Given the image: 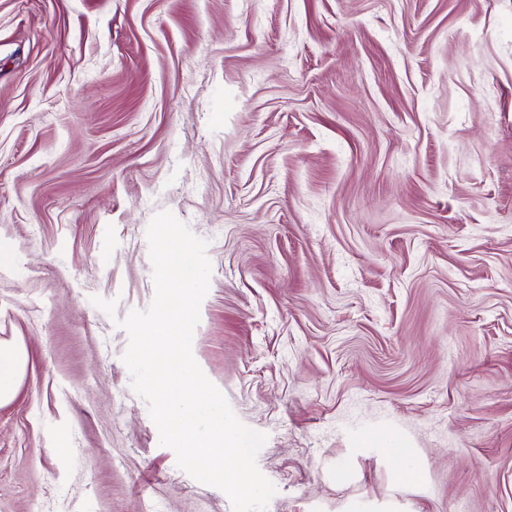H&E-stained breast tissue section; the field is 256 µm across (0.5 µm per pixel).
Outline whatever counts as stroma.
Listing matches in <instances>:
<instances>
[{
	"label": "stroma",
	"instance_id": "stroma-1",
	"mask_svg": "<svg viewBox=\"0 0 512 512\" xmlns=\"http://www.w3.org/2000/svg\"><path fill=\"white\" fill-rule=\"evenodd\" d=\"M164 210L268 512H512V0H0V512H233L122 361ZM26 360L24 347L0 341V405L14 397Z\"/></svg>",
	"mask_w": 512,
	"mask_h": 512
}]
</instances>
